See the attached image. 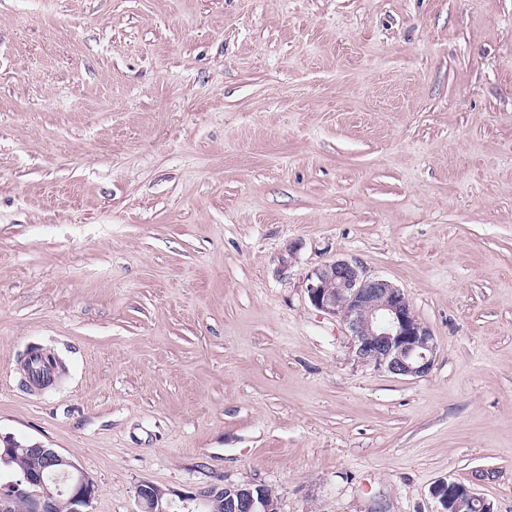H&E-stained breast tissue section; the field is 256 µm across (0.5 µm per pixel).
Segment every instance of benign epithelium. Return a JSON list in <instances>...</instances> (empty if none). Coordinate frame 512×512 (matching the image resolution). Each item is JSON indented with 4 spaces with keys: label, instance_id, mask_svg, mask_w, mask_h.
Listing matches in <instances>:
<instances>
[{
    "label": "benign epithelium",
    "instance_id": "7a95c632",
    "mask_svg": "<svg viewBox=\"0 0 512 512\" xmlns=\"http://www.w3.org/2000/svg\"><path fill=\"white\" fill-rule=\"evenodd\" d=\"M307 294L316 310L343 324L358 363L401 377L419 378L431 371L434 336L390 280L367 275L355 260L336 259L308 274ZM26 452L46 460L56 488L41 474L15 471L12 480L0 485V512H11L20 497L28 498L27 512H90L97 485L72 458L38 443ZM218 493L216 487L182 492L143 482L136 498L140 512H198L209 508ZM431 495L436 512H493L490 502L455 478L439 479ZM223 503L226 512H271L273 506L259 485L229 486Z\"/></svg>",
    "mask_w": 512,
    "mask_h": 512
}]
</instances>
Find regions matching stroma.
I'll list each match as a JSON object with an SVG mask.
<instances>
[{"label": "stroma", "instance_id": "obj_1", "mask_svg": "<svg viewBox=\"0 0 512 512\" xmlns=\"http://www.w3.org/2000/svg\"><path fill=\"white\" fill-rule=\"evenodd\" d=\"M341 257L409 297L426 376L311 305ZM0 436L91 512H435L447 476L512 512V0H0ZM220 492L217 486L182 492L143 482L137 486L136 498L140 512H178L180 509L183 512H206L198 510L210 508L215 495ZM225 490V489H224ZM223 490V497L226 494V498L223 500L224 508L226 512H272L270 508L274 505L273 500L268 496V492L272 498L277 500L273 495L272 491L261 485H256L253 488L251 485L246 486H228L227 492ZM255 491L257 494H255ZM260 511H257V508Z\"/></svg>", "mask_w": 512, "mask_h": 512}]
</instances>
